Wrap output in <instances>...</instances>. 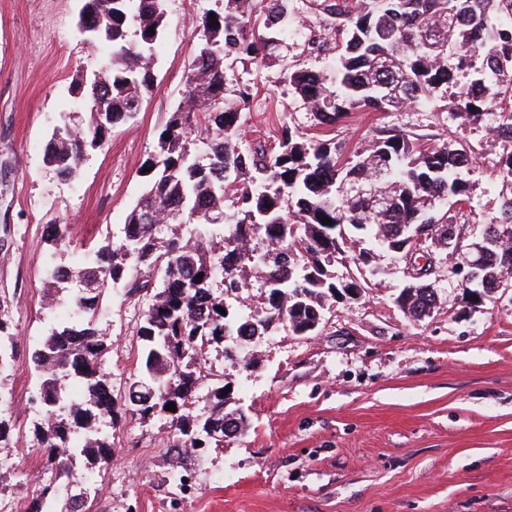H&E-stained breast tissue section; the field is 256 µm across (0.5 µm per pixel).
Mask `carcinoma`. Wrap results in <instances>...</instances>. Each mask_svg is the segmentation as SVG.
Returning a JSON list of instances; mask_svg holds the SVG:
<instances>
[{"label":"carcinoma","instance_id":"cac0c4a2","mask_svg":"<svg viewBox=\"0 0 512 512\" xmlns=\"http://www.w3.org/2000/svg\"><path fill=\"white\" fill-rule=\"evenodd\" d=\"M330 19L326 33L304 49L328 50L334 82L311 70H288V85L304 100L316 124L335 126L350 112H398L440 97L463 126L483 111L495 112L493 140L500 145L499 181L506 187L497 214L485 226L492 241L483 256L459 248L453 219L442 205L469 199L473 153L452 142L433 145L396 127L375 131L366 147L349 153L330 139H304L281 126L278 148L240 147V105L250 98L241 84L226 97L227 59L261 65L265 50L288 37L280 18L291 0H224L215 18L205 16L195 36L183 97L159 134L157 151L145 163L147 188L127 215L118 242L105 238L74 266H58L47 287L66 294L73 317L42 338L31 355L40 380L46 418L33 425L58 476L70 469L68 451L105 463L112 441L107 427L120 411L112 378L101 368L108 346L96 311L109 286L150 297L137 328L139 380L157 382L148 398L130 390L131 412L141 419H169L172 447L185 453L222 442L229 413L224 379L205 395L208 375L199 359L204 347L226 339L247 342L285 323L297 336L320 327L336 290L361 293L357 277L336 278V262L351 257L369 269L374 248L399 259L412 248L407 229L443 224L447 234L428 236V256L452 260L450 277L481 305L479 288H504L512 278V0H313ZM217 24H212V21ZM81 21L94 44L111 49L99 76L75 87L89 119L82 130L64 131L47 142V166L69 179L88 151L105 144L112 127L132 118L154 83L153 48L166 27L163 0H85ZM154 33H149V29ZM208 134L206 159L190 151L189 135ZM329 218L332 224L322 223ZM196 226L185 236L181 228ZM476 262L478 277L465 279ZM147 270V279L133 277ZM261 281L260 300L244 316L227 304ZM203 278L196 279L197 275ZM409 316L436 304L429 277L412 278L396 297ZM224 308L222 314L218 308ZM73 379L82 394L59 415V382ZM202 400L205 411L193 414ZM173 402L176 411L165 410Z\"/></svg>","mask_w":512,"mask_h":512}]
</instances>
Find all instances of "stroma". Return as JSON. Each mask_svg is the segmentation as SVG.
I'll return each mask as SVG.
<instances>
[{
  "mask_svg": "<svg viewBox=\"0 0 512 512\" xmlns=\"http://www.w3.org/2000/svg\"><path fill=\"white\" fill-rule=\"evenodd\" d=\"M82 6L0 0V319L14 336L13 356L0 365V419L14 427L0 445V512H29V465L57 486L44 512H61L74 486L38 451L31 432L45 411L31 400L30 355L67 307L45 301V269L119 235L146 187L142 165L182 99L197 47L193 30L224 0H165L167 24L153 50L156 81L140 111L63 180L46 166L44 147L58 128L85 125L73 88L101 58L78 27ZM289 66L328 79L333 58L291 40L265 66L235 65L251 92L240 146H277L285 123L308 138H335L349 151L385 126L469 146L472 190L449 213L461 247L477 240L500 205L491 116L461 128L437 99L318 126L283 80ZM53 224L65 234L55 250L45 241ZM377 264L361 298L330 305L312 335L283 326L240 348L239 357L256 368L231 363L223 348L205 349L204 362L229 381L231 405L249 426L222 446L186 455L187 483L169 479L167 419L124 414L111 429V461L80 465L88 512H512V288L471 306L441 264L432 276L436 306L414 320L395 302L406 281L403 264L385 250ZM147 304L120 287L99 301L109 344L102 367L121 403L139 375L136 330Z\"/></svg>",
  "mask_w": 512,
  "mask_h": 512,
  "instance_id": "1",
  "label": "stroma"
}]
</instances>
